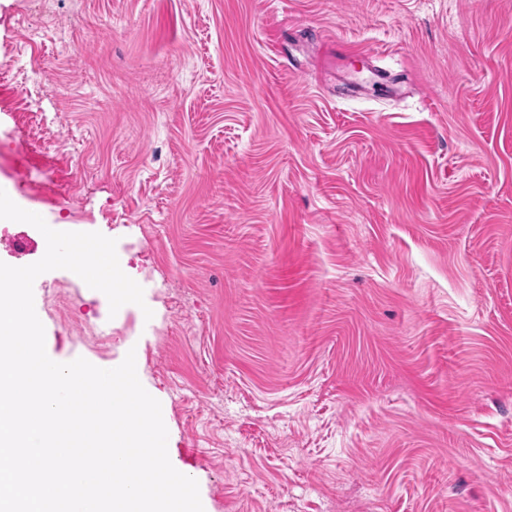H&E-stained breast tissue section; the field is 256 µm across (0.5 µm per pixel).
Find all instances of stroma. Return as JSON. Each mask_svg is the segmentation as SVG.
Listing matches in <instances>:
<instances>
[{"label": "stroma", "instance_id": "obj_1", "mask_svg": "<svg viewBox=\"0 0 512 512\" xmlns=\"http://www.w3.org/2000/svg\"><path fill=\"white\" fill-rule=\"evenodd\" d=\"M15 178L144 290L42 274L47 353L134 352L206 512H512V0H0Z\"/></svg>", "mask_w": 512, "mask_h": 512}]
</instances>
